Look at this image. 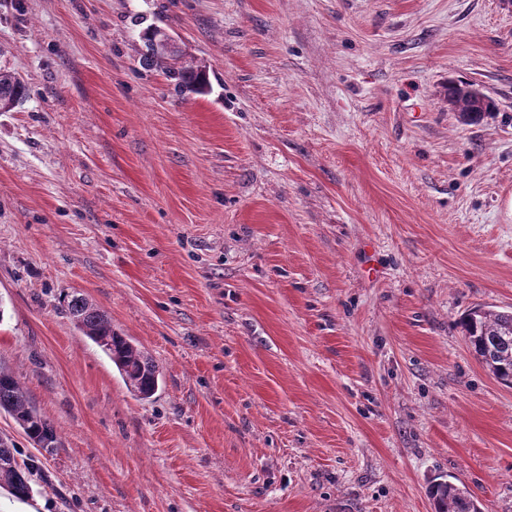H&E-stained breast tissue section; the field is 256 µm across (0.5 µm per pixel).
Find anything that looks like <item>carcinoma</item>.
Returning <instances> with one entry per match:
<instances>
[{
	"label": "carcinoma",
	"instance_id": "carcinoma-1",
	"mask_svg": "<svg viewBox=\"0 0 512 512\" xmlns=\"http://www.w3.org/2000/svg\"><path fill=\"white\" fill-rule=\"evenodd\" d=\"M153 31L154 27L150 26L139 33L146 47V64L161 68L182 93L206 94L209 90L206 70L185 60L182 52L155 41ZM27 95L24 80L14 72L0 69V110L16 108ZM447 98L459 106L468 123L493 111L491 99L471 82H449ZM67 307L75 327L101 348L130 390L142 399L152 397L162 381V373L153 358L112 329L108 315L87 298L73 296ZM459 324L475 358L497 381L512 386V311L478 305L468 310ZM0 411L13 418L29 441L44 445L46 452L57 447L59 436L53 424L30 405L18 378L4 368H0ZM17 455L14 443L1 438L0 474H7L8 479L0 483V488L18 500H26L32 491L33 467L19 463ZM429 494L435 512H481L478 500L470 491L451 479L433 480Z\"/></svg>",
	"mask_w": 512,
	"mask_h": 512
}]
</instances>
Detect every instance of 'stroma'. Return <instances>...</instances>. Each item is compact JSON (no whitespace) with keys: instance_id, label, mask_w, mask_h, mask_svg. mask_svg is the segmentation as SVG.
<instances>
[{"instance_id":"stroma-1","label":"stroma","mask_w":512,"mask_h":512,"mask_svg":"<svg viewBox=\"0 0 512 512\" xmlns=\"http://www.w3.org/2000/svg\"><path fill=\"white\" fill-rule=\"evenodd\" d=\"M157 25L205 66L142 64ZM0 366L57 429L0 512H512V387L457 322L512 309L503 0H0ZM496 110L449 112V80ZM162 371L142 400L72 323ZM156 28L150 26L139 33V38L147 49L146 64L161 68L182 93L206 94L209 90L206 70L196 66L193 61L185 60L181 50L174 51L166 44L155 41L152 34ZM27 85L16 73L0 68V110L10 111L26 100ZM67 307L75 327L101 348L130 390L141 399L151 398L162 381L153 358L112 329L108 315L87 298L71 296ZM448 480H433L429 494L434 500L436 512H482L477 499L462 484Z\"/></svg>"}]
</instances>
